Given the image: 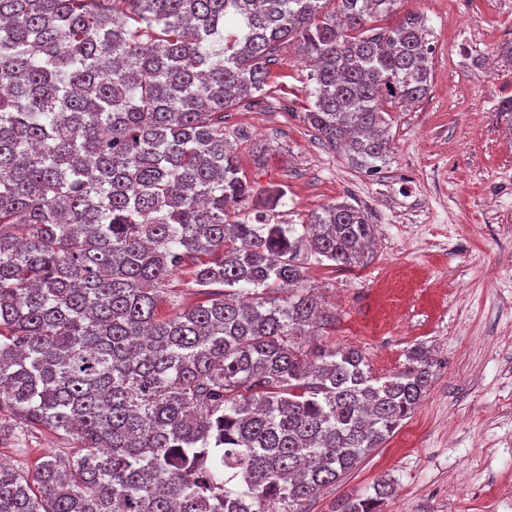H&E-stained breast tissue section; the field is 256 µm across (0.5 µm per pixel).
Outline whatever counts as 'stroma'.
Returning a JSON list of instances; mask_svg holds the SVG:
<instances>
[{
  "instance_id": "35a3bbf8",
  "label": "stroma",
  "mask_w": 512,
  "mask_h": 512,
  "mask_svg": "<svg viewBox=\"0 0 512 512\" xmlns=\"http://www.w3.org/2000/svg\"><path fill=\"white\" fill-rule=\"evenodd\" d=\"M397 12L427 21L430 90L391 109L379 173L351 167L301 120L313 84L294 48L276 54L266 91L224 114L248 179L287 191L277 223L347 201L368 207L377 228L363 265L307 271L336 308L320 343L359 348L379 375L399 370L411 346L433 353L421 404L307 512H333L384 478L394 493L382 512H512V406L501 404L512 395V133L497 112L512 96L500 52L512 42V0H399ZM62 446L37 433L0 447V462L31 470Z\"/></svg>"
}]
</instances>
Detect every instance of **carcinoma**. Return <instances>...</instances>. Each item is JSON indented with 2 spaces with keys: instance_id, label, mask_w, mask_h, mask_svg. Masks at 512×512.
<instances>
[{
  "instance_id": "1",
  "label": "carcinoma",
  "mask_w": 512,
  "mask_h": 512,
  "mask_svg": "<svg viewBox=\"0 0 512 512\" xmlns=\"http://www.w3.org/2000/svg\"><path fill=\"white\" fill-rule=\"evenodd\" d=\"M397 2L0 0V447L77 448L0 463V512H306L426 396L422 345L381 376L295 340L336 325L306 266L361 264L367 210L272 224L286 190L256 189L224 139L294 42L315 62L303 121L379 172L386 108L430 85L422 16L366 27ZM175 278L204 300L160 316ZM18 444L17 448L0 447V462L20 466L30 471H33L42 457L64 446L61 439L46 431L25 437Z\"/></svg>"
}]
</instances>
